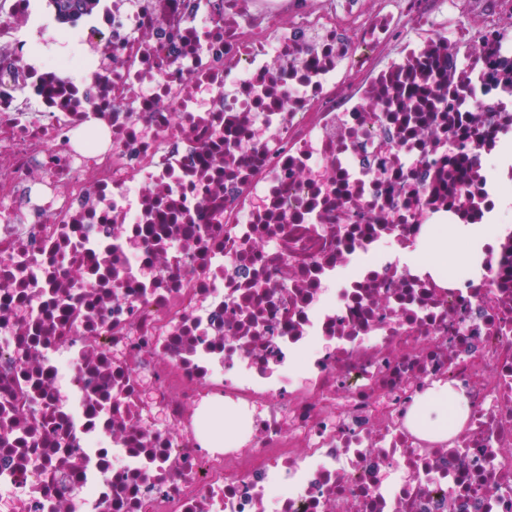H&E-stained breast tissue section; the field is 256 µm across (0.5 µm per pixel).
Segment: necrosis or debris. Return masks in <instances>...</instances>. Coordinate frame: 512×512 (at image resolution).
<instances>
[{"label": "necrosis or debris", "instance_id": "necrosis-or-debris-1", "mask_svg": "<svg viewBox=\"0 0 512 512\" xmlns=\"http://www.w3.org/2000/svg\"><path fill=\"white\" fill-rule=\"evenodd\" d=\"M0 512H512V0H0ZM62 21H70L75 15L89 12L98 0H51ZM448 234L447 238L443 243L437 242H423L417 247V251L421 253V258L428 262L426 265L430 268L438 271L448 272V269H453L454 265L448 262V249H452L448 245ZM446 245H443L445 244ZM468 415L467 400L462 393L448 384H436L425 394L416 418L430 429L447 435L448 431L461 429Z\"/></svg>", "mask_w": 512, "mask_h": 512}]
</instances>
